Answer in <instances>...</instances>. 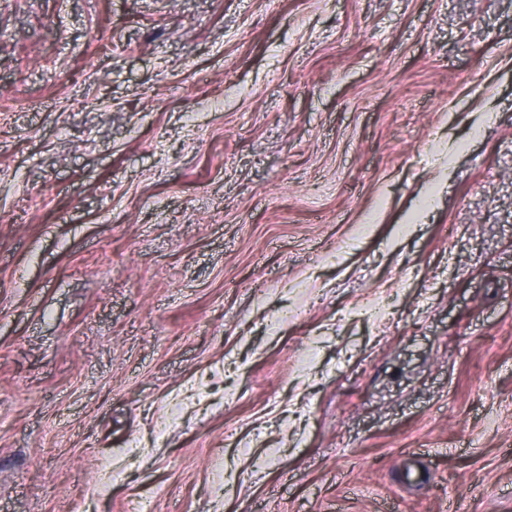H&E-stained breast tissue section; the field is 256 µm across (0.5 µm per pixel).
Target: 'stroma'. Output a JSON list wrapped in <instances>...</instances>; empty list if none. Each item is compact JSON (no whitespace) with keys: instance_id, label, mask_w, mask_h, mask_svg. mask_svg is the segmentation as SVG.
<instances>
[{"instance_id":"35a3bbf8","label":"stroma","mask_w":512,"mask_h":512,"mask_svg":"<svg viewBox=\"0 0 512 512\" xmlns=\"http://www.w3.org/2000/svg\"><path fill=\"white\" fill-rule=\"evenodd\" d=\"M0 512H512V0H0Z\"/></svg>"}]
</instances>
